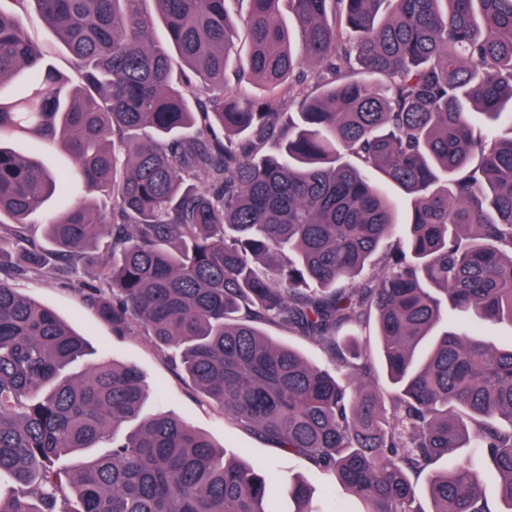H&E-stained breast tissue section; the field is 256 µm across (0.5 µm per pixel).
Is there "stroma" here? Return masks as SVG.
Wrapping results in <instances>:
<instances>
[{
	"mask_svg": "<svg viewBox=\"0 0 512 512\" xmlns=\"http://www.w3.org/2000/svg\"><path fill=\"white\" fill-rule=\"evenodd\" d=\"M14 284L25 297L56 311L72 323L94 352H108L116 362L135 367L150 387L146 412L165 410L187 420L208 436L226 454L243 457L249 462L286 476L308 475L310 468L302 460L274 448L269 442L237 427L223 410L205 402L188 380L180 378L170 354L158 350L140 333L113 335L109 326L99 321L86 305L75 283L50 273L21 275Z\"/></svg>",
	"mask_w": 512,
	"mask_h": 512,
	"instance_id": "35a3bbf8",
	"label": "stroma"
}]
</instances>
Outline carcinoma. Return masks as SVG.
<instances>
[{
  "label": "carcinoma",
  "mask_w": 512,
  "mask_h": 512,
  "mask_svg": "<svg viewBox=\"0 0 512 512\" xmlns=\"http://www.w3.org/2000/svg\"><path fill=\"white\" fill-rule=\"evenodd\" d=\"M14 2L0 86L28 81L0 98V266L96 267L82 294L113 334L178 351L207 402L356 512H512V346L448 320L512 324V0ZM30 5L81 84L30 37ZM16 137L74 161L50 253L29 224L57 178ZM371 172L410 199L407 222ZM372 317L388 407L362 348L338 343ZM266 323L321 343L350 382ZM87 356L0 277V512H276L258 468L141 415L138 371ZM458 451L488 458L502 508L467 462L430 471ZM284 482L292 512H347Z\"/></svg>",
  "instance_id": "carcinoma-1"
}]
</instances>
